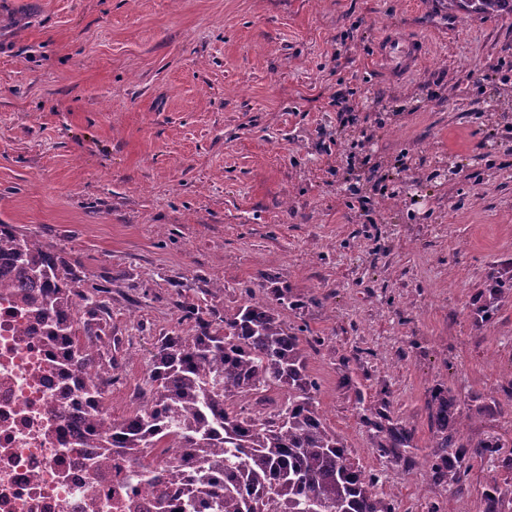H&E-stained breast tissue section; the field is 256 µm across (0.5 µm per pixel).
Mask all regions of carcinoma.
I'll use <instances>...</instances> for the list:
<instances>
[{
  "label": "carcinoma",
  "instance_id": "obj_1",
  "mask_svg": "<svg viewBox=\"0 0 512 512\" xmlns=\"http://www.w3.org/2000/svg\"><path fill=\"white\" fill-rule=\"evenodd\" d=\"M450 11L483 17L512 15V0H442ZM27 284L40 287L34 302L62 369L76 376L116 367L105 331L112 297L80 288L82 279L54 249L0 224V251ZM512 278L490 276L477 314L497 310ZM295 304L281 289L273 298L248 296L231 313L194 301L180 305L192 332L160 336L147 362L140 403L120 420L93 423L97 455H125L151 473L160 448L181 449L169 478L194 482L196 494L179 512H397L380 491V477L351 458L344 439L316 404L320 385L309 370L303 330L282 311ZM284 390L277 401L272 393ZM434 447L478 448L494 456L501 439L464 438L459 399L446 387L433 391ZM360 421L375 430L378 448H412L414 433L389 415V402L357 397Z\"/></svg>",
  "mask_w": 512,
  "mask_h": 512
}]
</instances>
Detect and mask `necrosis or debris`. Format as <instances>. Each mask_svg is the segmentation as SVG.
<instances>
[{"label": "necrosis or debris", "mask_w": 512, "mask_h": 512, "mask_svg": "<svg viewBox=\"0 0 512 512\" xmlns=\"http://www.w3.org/2000/svg\"><path fill=\"white\" fill-rule=\"evenodd\" d=\"M0 258V512H160L165 488L125 457L94 460L84 420L63 400L64 375L31 304Z\"/></svg>", "instance_id": "obj_1"}]
</instances>
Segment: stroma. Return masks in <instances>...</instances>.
<instances>
[{"label": "stroma", "instance_id": "obj_1", "mask_svg": "<svg viewBox=\"0 0 512 512\" xmlns=\"http://www.w3.org/2000/svg\"><path fill=\"white\" fill-rule=\"evenodd\" d=\"M425 42L416 71L376 62L382 35ZM355 119L336 129L337 97ZM0 224L54 247L112 294L132 411L183 299L220 310L286 289L317 404L399 512H512V15L442 0H0ZM464 435L499 437L431 471L433 389ZM490 397L484 415L471 394ZM415 433L375 448L357 396ZM490 283L480 292L477 301V314L482 318H488L497 310L499 303L502 301L505 288L512 290V277L510 279H503L499 276H490Z\"/></svg>", "mask_w": 512, "mask_h": 512}]
</instances>
